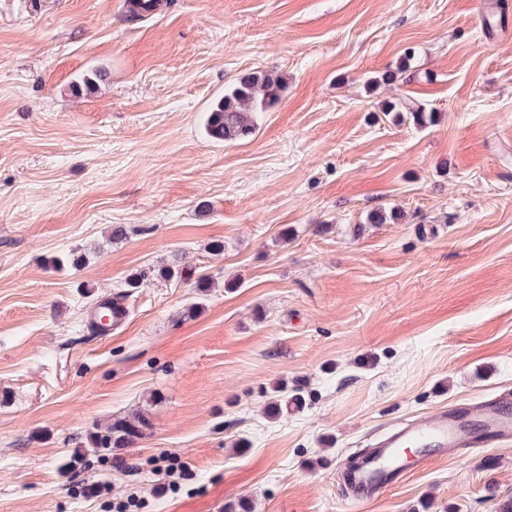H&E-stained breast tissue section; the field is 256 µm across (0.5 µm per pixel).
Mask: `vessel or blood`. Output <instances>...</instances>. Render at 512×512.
I'll list each match as a JSON object with an SVG mask.
<instances>
[{"mask_svg": "<svg viewBox=\"0 0 512 512\" xmlns=\"http://www.w3.org/2000/svg\"><path fill=\"white\" fill-rule=\"evenodd\" d=\"M512 438V394L460 409L448 406L429 417L400 423L341 469L344 501L357 507L388 492L404 477L461 450L488 448Z\"/></svg>", "mask_w": 512, "mask_h": 512, "instance_id": "vessel-or-blood-1", "label": "vessel or blood"}]
</instances>
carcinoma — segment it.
<instances>
[{
  "label": "carcinoma",
  "instance_id": "cac0c4a2",
  "mask_svg": "<svg viewBox=\"0 0 512 512\" xmlns=\"http://www.w3.org/2000/svg\"><path fill=\"white\" fill-rule=\"evenodd\" d=\"M284 85L281 79L274 78L264 72L256 71L247 74L232 87L224 92L208 112L205 129L207 135L219 142L233 143L242 140L255 131L256 113L265 111L269 106L279 100ZM398 109L411 117L413 122L424 124L434 120V115L427 113L412 100H402L398 106H390V109ZM160 276L166 279L179 278L186 281L194 280L198 289L207 287V278L194 272L186 271L177 265L168 266L160 271ZM125 293L112 296V302L106 301L96 304L91 310V315H97L100 310L109 305L111 315L127 316V307L124 300ZM284 397L273 402L269 406V413L276 418H286L288 414L302 408L305 398L300 390L293 393L282 390ZM150 428L148 420L138 414L132 417L117 419L107 428L105 433L92 435L88 438V444L92 452L98 453L107 448H131L147 435Z\"/></svg>",
  "mask_w": 512,
  "mask_h": 512
}]
</instances>
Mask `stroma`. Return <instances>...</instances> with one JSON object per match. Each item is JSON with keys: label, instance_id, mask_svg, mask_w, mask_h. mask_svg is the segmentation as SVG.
<instances>
[{"label": "stroma", "instance_id": "obj_1", "mask_svg": "<svg viewBox=\"0 0 512 512\" xmlns=\"http://www.w3.org/2000/svg\"><path fill=\"white\" fill-rule=\"evenodd\" d=\"M128 2L0 0V512H103L93 480L143 512H347L337 467L376 435L512 393V0ZM254 71L280 101L212 140ZM406 98L434 122L382 112ZM283 383L305 406L268 417ZM137 413L139 444L85 454ZM510 500L505 444L358 512ZM283 89L281 79L264 72L243 76L211 107L205 124L207 135L224 143L250 136L255 131L256 113L278 101Z\"/></svg>", "mask_w": 512, "mask_h": 512}]
</instances>
